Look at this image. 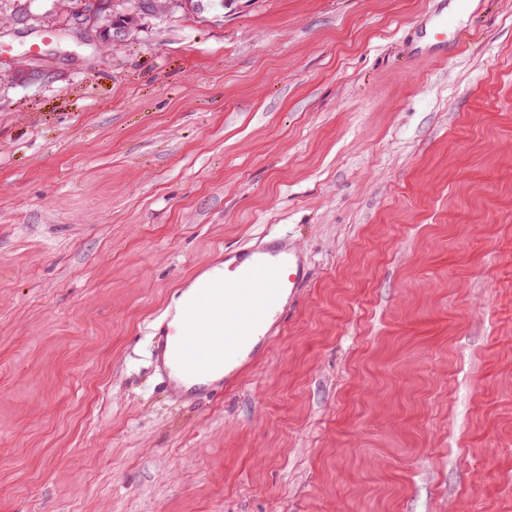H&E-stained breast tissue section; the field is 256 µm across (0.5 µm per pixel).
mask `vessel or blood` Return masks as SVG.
Instances as JSON below:
<instances>
[{"instance_id":"vessel-or-blood-1","label":"vessel or blood","mask_w":512,"mask_h":512,"mask_svg":"<svg viewBox=\"0 0 512 512\" xmlns=\"http://www.w3.org/2000/svg\"><path fill=\"white\" fill-rule=\"evenodd\" d=\"M305 281L301 251L287 237L224 256V277L197 287L176 327L162 328L155 353L171 389L178 374L203 377L223 372L225 384L239 375L234 364L251 336L277 334Z\"/></svg>"}]
</instances>
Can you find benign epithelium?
Listing matches in <instances>:
<instances>
[{
	"label": "benign epithelium",
	"mask_w": 512,
	"mask_h": 512,
	"mask_svg": "<svg viewBox=\"0 0 512 512\" xmlns=\"http://www.w3.org/2000/svg\"><path fill=\"white\" fill-rule=\"evenodd\" d=\"M157 15L153 0H104L101 8L78 10L73 14L69 35L82 43L95 38L103 43H121L130 32V15Z\"/></svg>",
	"instance_id": "obj_1"
}]
</instances>
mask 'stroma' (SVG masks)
Wrapping results in <instances>:
<instances>
[{"mask_svg":"<svg viewBox=\"0 0 512 512\" xmlns=\"http://www.w3.org/2000/svg\"><path fill=\"white\" fill-rule=\"evenodd\" d=\"M74 8L0 0V512H512V0L441 62L435 0ZM282 235L267 353L165 390L183 284ZM101 10L96 8L77 10L73 14V23L69 35L79 43L95 38L103 43H121L130 32L128 16L135 14L158 15L160 11L155 1L149 0H106ZM112 29V34L110 30Z\"/></svg>","mask_w":512,"mask_h":512,"instance_id":"obj_1","label":"stroma"}]
</instances>
